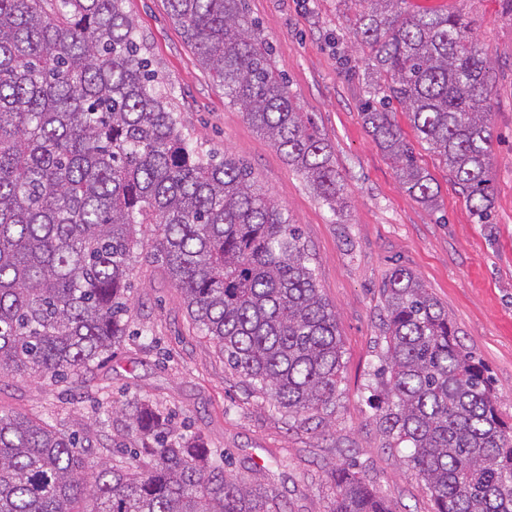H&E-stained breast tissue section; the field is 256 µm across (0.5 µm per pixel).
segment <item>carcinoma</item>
<instances>
[{
    "mask_svg": "<svg viewBox=\"0 0 512 512\" xmlns=\"http://www.w3.org/2000/svg\"><path fill=\"white\" fill-rule=\"evenodd\" d=\"M198 61L332 210L344 183L292 97L247 0H167ZM378 89L406 108L475 216L492 212L488 57L450 12L350 0ZM364 124L407 191L437 204L392 113ZM160 261L191 324L228 365L295 415L336 398L343 343L299 227L224 153L184 132L123 0H0V376L79 383L123 344L137 250ZM385 365L376 421L424 480L434 512H512V425L483 365L424 283L396 268L380 289ZM145 466L91 462L74 434L0 410V512H287L224 469L168 410L127 401ZM329 512H393L336 468Z\"/></svg>",
    "mask_w": 512,
    "mask_h": 512,
    "instance_id": "carcinoma-1",
    "label": "carcinoma"
}]
</instances>
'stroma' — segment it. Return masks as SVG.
<instances>
[{"instance_id": "stroma-1", "label": "stroma", "mask_w": 512, "mask_h": 512, "mask_svg": "<svg viewBox=\"0 0 512 512\" xmlns=\"http://www.w3.org/2000/svg\"><path fill=\"white\" fill-rule=\"evenodd\" d=\"M471 23L491 62V192L488 222H479L442 159L421 142L404 107L389 109L419 165L432 175L440 205L428 209L400 182L392 161L366 129V53L353 38L348 0H248L251 18L272 44L289 89L328 140L345 184L333 211L302 176L230 105L200 67L168 13L166 0H124L147 40L150 57L174 91L184 124L216 153L228 152L301 229L323 297L336 309L343 342L342 381L333 404L295 417L274 407L192 330L182 297L157 262H139L131 294L135 334L92 366L80 386L25 374L0 377V410L32 413L69 433H88L89 449L131 446L120 424H94L101 404L146 398L177 415L180 433L202 436L228 469L262 483L289 512H327L329 473L354 462L394 512H434L423 481L407 469L406 448L389 447L370 405L386 342L379 288L395 266L413 272L442 303L459 339L481 361L512 422V0H446Z\"/></svg>"}]
</instances>
